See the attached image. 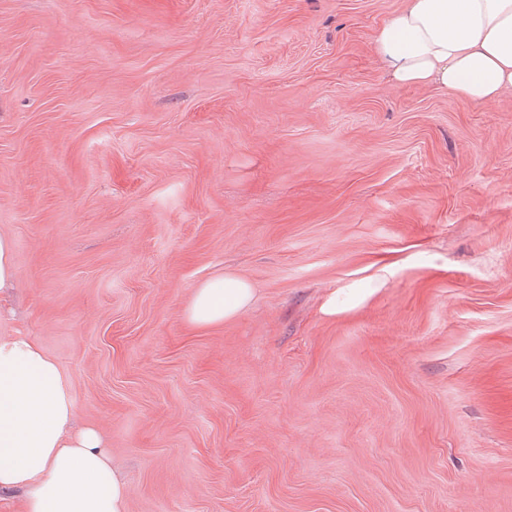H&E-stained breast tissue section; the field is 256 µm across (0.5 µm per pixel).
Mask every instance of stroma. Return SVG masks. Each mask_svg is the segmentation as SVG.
I'll return each instance as SVG.
<instances>
[{
  "instance_id": "35a3bbf8",
  "label": "stroma",
  "mask_w": 512,
  "mask_h": 512,
  "mask_svg": "<svg viewBox=\"0 0 512 512\" xmlns=\"http://www.w3.org/2000/svg\"><path fill=\"white\" fill-rule=\"evenodd\" d=\"M406 3L0 0V336L127 512H512V92L395 82ZM12 249V242L0 237V288L13 283L16 276ZM254 288L238 276L227 273L195 289L187 308L189 324L209 327L244 311L251 303Z\"/></svg>"
}]
</instances>
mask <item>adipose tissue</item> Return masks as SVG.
Wrapping results in <instances>:
<instances>
[{
  "instance_id": "ef3b65f1",
  "label": "adipose tissue",
  "mask_w": 512,
  "mask_h": 512,
  "mask_svg": "<svg viewBox=\"0 0 512 512\" xmlns=\"http://www.w3.org/2000/svg\"><path fill=\"white\" fill-rule=\"evenodd\" d=\"M405 85L436 84L473 101L512 90V0H408L373 37ZM227 273L195 289L189 324L209 327L251 303ZM70 385L28 336H0V493L22 512H126L127 489L92 429H73Z\"/></svg>"
}]
</instances>
